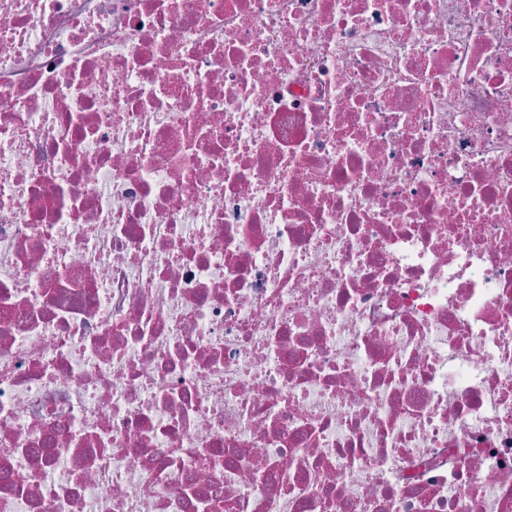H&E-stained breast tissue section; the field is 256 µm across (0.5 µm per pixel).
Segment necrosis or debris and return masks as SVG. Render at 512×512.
<instances>
[{"label": "necrosis or debris", "instance_id": "obj_1", "mask_svg": "<svg viewBox=\"0 0 512 512\" xmlns=\"http://www.w3.org/2000/svg\"><path fill=\"white\" fill-rule=\"evenodd\" d=\"M0 512H512V0H0Z\"/></svg>", "mask_w": 512, "mask_h": 512}]
</instances>
